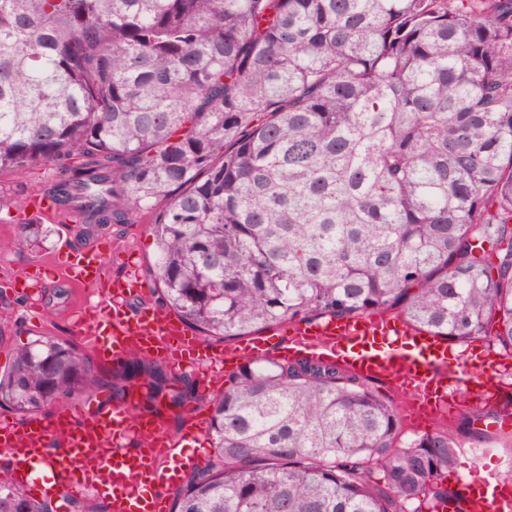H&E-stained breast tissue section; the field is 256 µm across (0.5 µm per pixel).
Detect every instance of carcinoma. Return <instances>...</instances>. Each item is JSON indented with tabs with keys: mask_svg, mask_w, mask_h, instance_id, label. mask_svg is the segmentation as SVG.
<instances>
[{
	"mask_svg": "<svg viewBox=\"0 0 512 512\" xmlns=\"http://www.w3.org/2000/svg\"><path fill=\"white\" fill-rule=\"evenodd\" d=\"M51 164L57 209L150 218L149 280L207 336L394 314L512 356V0H0V171ZM92 386L210 409L171 512H466L457 434L399 447V408L334 362L248 359L207 397L44 337L0 408ZM65 506L107 512L0 469V512Z\"/></svg>",
	"mask_w": 512,
	"mask_h": 512,
	"instance_id": "carcinoma-1",
	"label": "carcinoma"
}]
</instances>
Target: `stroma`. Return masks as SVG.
I'll return each instance as SVG.
<instances>
[{
  "mask_svg": "<svg viewBox=\"0 0 512 512\" xmlns=\"http://www.w3.org/2000/svg\"><path fill=\"white\" fill-rule=\"evenodd\" d=\"M55 175L52 167L32 170L23 177L9 172L0 174V240L6 243L0 250V368L7 365L14 346L41 336L68 338L69 321L83 298L79 289L62 278L40 288H16L13 277L48 265L61 247L90 249L107 240L129 252L139 271H146L154 261L155 241L146 229L147 216L140 213L133 214L128 223L106 226L42 222L34 214H24V222L41 223L44 235L34 245L18 242L20 224L6 221V214L23 213V205L32 196L46 194ZM461 422L458 414L448 421L449 426L457 428L464 448L455 465L458 473L488 469L512 484V436L478 441L461 430Z\"/></svg>",
  "mask_w": 512,
  "mask_h": 512,
  "instance_id": "1",
  "label": "stroma"
}]
</instances>
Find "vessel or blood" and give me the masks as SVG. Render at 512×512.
<instances>
[{
	"label": "vessel or blood",
	"instance_id": "obj_1",
	"mask_svg": "<svg viewBox=\"0 0 512 512\" xmlns=\"http://www.w3.org/2000/svg\"><path fill=\"white\" fill-rule=\"evenodd\" d=\"M111 247L67 252L50 265L76 287L87 289L90 302L71 322V332L104 359L139 354L158 355L183 369L207 366V386L222 384L224 366L235 358L273 354L338 360L371 380L390 381L403 399L404 416L426 412L436 419L449 406L465 411L489 406L493 384L512 370V361L470 345L452 365L448 343L403 318L371 315L352 319L322 317L286 325L283 339L261 337L220 352L193 337L169 312L145 308L131 312L125 300L143 292L145 283L134 268L123 274L109 269ZM132 403L97 405L85 402L60 410L53 422L37 416L0 420V457L13 461L15 486L58 500L92 494L106 499L110 512H166L163 490L184 470L199 465L194 445L208 421L197 410L184 415L185 427L173 431L167 417L133 418ZM51 478H44V469ZM471 512H512V484L496 474L473 475L461 482Z\"/></svg>",
	"mask_w": 512,
	"mask_h": 512
}]
</instances>
